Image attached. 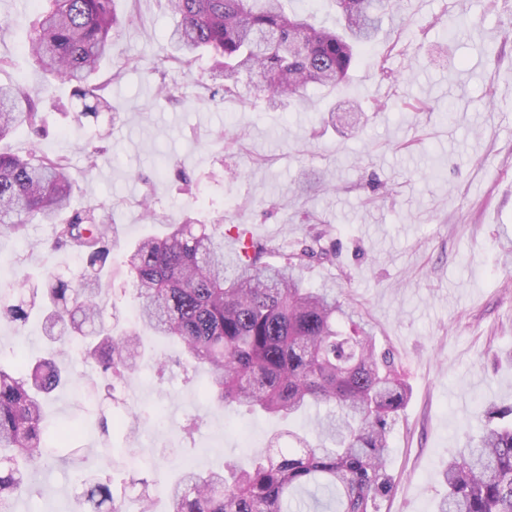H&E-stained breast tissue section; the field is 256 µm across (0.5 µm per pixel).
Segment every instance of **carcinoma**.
Here are the masks:
<instances>
[{"label":"carcinoma","mask_w":512,"mask_h":512,"mask_svg":"<svg viewBox=\"0 0 512 512\" xmlns=\"http://www.w3.org/2000/svg\"><path fill=\"white\" fill-rule=\"evenodd\" d=\"M177 20L165 55L190 69L211 50L224 75V95L240 94L239 76H256L271 102L308 86L336 87L358 51L377 35L391 0H333L340 25L330 28L290 15L283 0H168ZM124 17L117 0H48L32 25L24 51L46 75L73 86L82 108L67 112L82 127L108 106L106 83L96 73L109 55L112 30ZM50 86L0 84V141L21 129L43 131L42 103ZM73 181L65 155L0 152V230L17 237L28 225H48L41 245L67 250L84 262L77 277L53 270L40 287L0 289V321L22 328L32 311L42 319L45 349L12 372L0 368V512L35 493L30 472L51 448L84 429L109 434V418L70 433H49L43 419L48 397L69 379L58 356L78 353L92 371L111 376L104 390L133 371L144 355L142 332L181 343L194 370L208 380L199 392L223 411L245 407L292 418L329 404L336 414L320 425L317 442L288 431V452L273 449L246 469L224 465L200 472L185 465L168 489L171 512H380L392 488L384 470L389 433L408 398L393 354L354 319L330 288H304L298 262L266 265L267 246L239 239L224 258V225L186 218L148 236L126 255L139 306L136 323L122 329L106 317L112 289L111 225L100 207L71 209ZM446 491L437 512H512V423L490 421L448 452ZM72 512H123L112 481L94 474Z\"/></svg>","instance_id":"carcinoma-1"}]
</instances>
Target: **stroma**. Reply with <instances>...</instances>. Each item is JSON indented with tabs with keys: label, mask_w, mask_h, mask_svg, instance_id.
I'll return each instance as SVG.
<instances>
[{
	"label": "stroma",
	"mask_w": 512,
	"mask_h": 512,
	"mask_svg": "<svg viewBox=\"0 0 512 512\" xmlns=\"http://www.w3.org/2000/svg\"><path fill=\"white\" fill-rule=\"evenodd\" d=\"M120 7L135 20L113 31L101 71L109 110L85 127L65 125L58 107L71 88L58 86L44 108L48 136L35 142L20 131L0 150L69 156L72 206L101 205L115 228L116 267L137 240L188 217L223 225L228 249L237 226H246L269 246L263 260L272 265L320 247L322 257L302 268L304 287H335L395 355L410 388L390 436L392 490L381 512H435L449 451L491 411L512 405V0H396L345 83L309 87L307 101L278 107L244 80L239 97H225L209 54L188 71L162 62L173 25L166 0ZM38 10L34 0H0V83L39 82L23 51ZM460 15L468 24L449 37L448 21ZM130 58L137 68L112 80ZM382 59L389 75L376 67ZM90 140L103 149L92 169L83 150ZM144 198L164 224L143 220ZM48 233L33 224L24 240L0 234V257L35 279L47 269L78 270V256L39 248ZM21 333L27 352L40 353L39 317L21 332L2 322L0 368H13ZM158 351L168 363L165 382L145 361L111 403L88 392L86 369L69 354L76 381L45 407L54 426L106 406L140 413L135 433L112 432L113 447L136 449L139 461L111 470L124 512H140L143 481L155 512H168L164 489L177 477L178 457H192L201 471L243 466L282 429L313 434L309 414H224L185 382L181 345L163 341ZM190 417L202 422L191 439L180 431ZM73 445L67 461L52 457L35 468L36 495L14 512H34L46 500L65 507L81 476L104 466L98 432Z\"/></svg>",
	"instance_id": "stroma-1"
}]
</instances>
